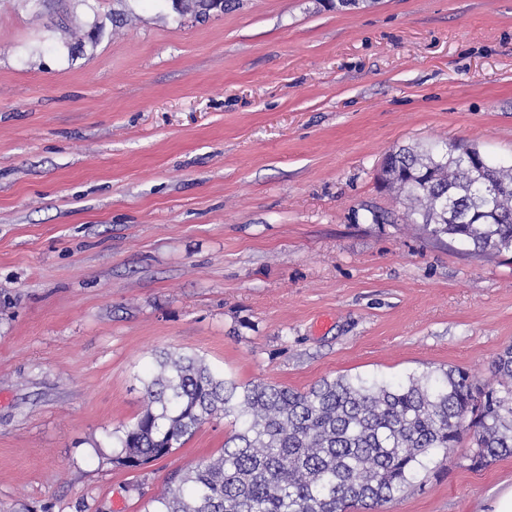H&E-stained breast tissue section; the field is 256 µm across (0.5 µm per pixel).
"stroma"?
Masks as SVG:
<instances>
[{"instance_id": "35a3bbf8", "label": "stroma", "mask_w": 512, "mask_h": 512, "mask_svg": "<svg viewBox=\"0 0 512 512\" xmlns=\"http://www.w3.org/2000/svg\"><path fill=\"white\" fill-rule=\"evenodd\" d=\"M449 139L512 162V0H0V512H145L215 418L116 466L163 349L240 384L460 368L512 345V255L378 177ZM436 452L382 512H489L512 456Z\"/></svg>"}]
</instances>
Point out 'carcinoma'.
Listing matches in <instances>:
<instances>
[{"instance_id": "obj_1", "label": "carcinoma", "mask_w": 512, "mask_h": 512, "mask_svg": "<svg viewBox=\"0 0 512 512\" xmlns=\"http://www.w3.org/2000/svg\"><path fill=\"white\" fill-rule=\"evenodd\" d=\"M180 15L210 0H171ZM450 140L401 148L381 170L404 194L402 219L477 254L512 253V164L474 161ZM482 383L462 369L382 380L324 378L306 391L238 384L195 354L168 350L143 380L145 404L117 436V465L137 469L172 454L206 421L233 417L218 455L173 471L147 512H347L375 508L412 484L436 450L469 439L471 465L512 455V346Z\"/></svg>"}]
</instances>
